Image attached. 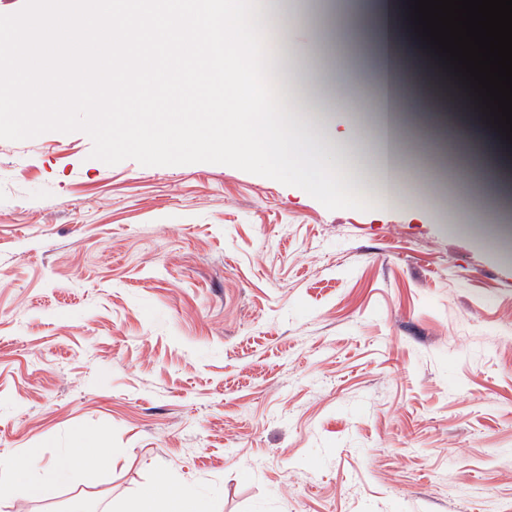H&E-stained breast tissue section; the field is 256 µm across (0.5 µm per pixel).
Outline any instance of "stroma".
Here are the masks:
<instances>
[{"label":"stroma","mask_w":512,"mask_h":512,"mask_svg":"<svg viewBox=\"0 0 512 512\" xmlns=\"http://www.w3.org/2000/svg\"><path fill=\"white\" fill-rule=\"evenodd\" d=\"M373 36L299 71L372 135ZM431 205L328 210L210 163L115 165L83 132L0 140V456L93 441L106 472L0 512H124L159 475L212 512H512V254ZM480 144L458 190L483 195Z\"/></svg>","instance_id":"obj_1"}]
</instances>
